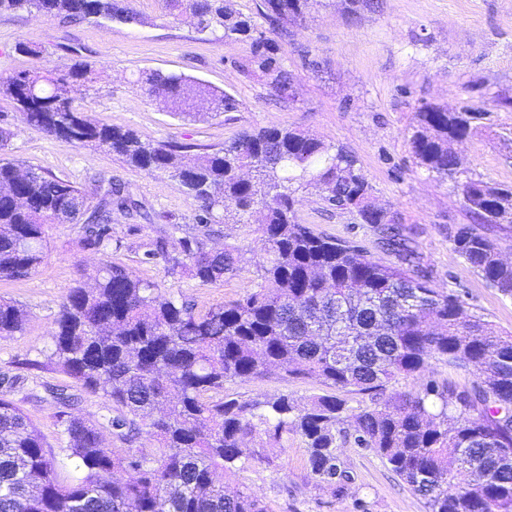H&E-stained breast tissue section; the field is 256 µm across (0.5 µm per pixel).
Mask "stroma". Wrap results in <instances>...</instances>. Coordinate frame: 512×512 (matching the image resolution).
Returning a JSON list of instances; mask_svg holds the SVG:
<instances>
[{
  "instance_id": "stroma-1",
  "label": "stroma",
  "mask_w": 512,
  "mask_h": 512,
  "mask_svg": "<svg viewBox=\"0 0 512 512\" xmlns=\"http://www.w3.org/2000/svg\"><path fill=\"white\" fill-rule=\"evenodd\" d=\"M275 45L274 56L293 76V95L281 99L266 74L251 65L249 43L200 40L188 26L165 14L164 0H131L139 22L60 21L27 12L0 14V73L62 72L78 61L91 63L90 90L74 93V105L91 119L135 130L143 139L177 141L195 153L220 148L239 132L259 127L306 131L354 155L381 206L390 209L413 242L421 269L433 288L455 294L502 332L512 334V298L503 297L468 268L453 239L458 228L495 238L512 258V228L473 223L452 182L421 167L410 137L417 110L428 102L453 108L471 102L486 111L476 133L457 144L469 175L512 184V0H381L376 11L348 14L345 0H325L300 20H289L287 37L271 31L262 0H233ZM41 46L30 56L19 42ZM183 74L231 94L237 109L216 118L187 121L150 99L137 84L139 73ZM0 120L12 136L7 154L17 163L75 185L106 174L123 181L153 214L152 223L121 214L112 217L120 245L103 252L83 250L75 224L49 225L42 264L21 279L0 280V297L28 314L22 334L0 340V393L16 401L51 448L61 479L77 476L61 446L58 407L47 390L70 379L48 364L45 353L60 302L83 275L105 261L128 266L157 283L163 294L185 296L211 307L256 290L255 264L263 245L251 224H222L220 238L240 246L246 259L235 277L217 284L168 277L162 261L143 254L170 225L194 232L197 204L167 174L128 167L116 155L76 148L22 120L12 101L0 96ZM298 220L314 232L347 240L387 265L396 256L370 225L354 213L328 209L315 191L298 203ZM315 378L293 379L279 370L248 381L226 383L224 395L240 400L285 394L297 403L327 393ZM352 483L346 497L317 485L308 470L301 438H289L273 466L257 465L230 478L273 512H425L423 499L373 452L347 442L339 451Z\"/></svg>"
}]
</instances>
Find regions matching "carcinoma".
Wrapping results in <instances>:
<instances>
[{
  "mask_svg": "<svg viewBox=\"0 0 512 512\" xmlns=\"http://www.w3.org/2000/svg\"><path fill=\"white\" fill-rule=\"evenodd\" d=\"M322 0H263L276 29ZM167 16L208 40L245 41L251 63L288 97L291 77L271 43L228 0H165ZM27 11L65 20L134 23L126 0H0V13ZM93 67L67 72L0 74V94L22 119L75 147L115 154L148 174L164 173L197 203L198 224H246L266 257L259 288L200 309L166 298L157 285L118 263L102 264L64 296L47 360L80 390L112 400V434L126 444L103 446L102 423L75 415L80 397L50 390L61 407L62 450L83 473L65 482L53 450L12 399L0 395V512H269L242 489H224L218 474L272 464L289 436L303 439L311 478L344 494L351 483L337 449L347 438L386 462L427 506V512H512V335L499 333L454 294L433 288L393 216L377 206L357 159L344 148L288 127L244 131L203 154L187 145L144 140L134 130L98 124L58 92L83 90ZM138 83L184 120L220 117L235 98L182 75L144 71ZM486 113L425 103L411 137L418 164L459 188L480 224L512 225V186L463 176L452 145L467 139ZM11 132L0 128V280L31 274L43 261L51 224H78L80 244L112 245V214L150 219L126 187L100 177L88 188L23 168L5 157ZM315 189L323 201L354 212L377 229L400 264L386 265L347 241L298 222V195ZM171 225L144 258L162 260L173 278L222 282L242 270L241 249L208 244L210 236H177ZM470 269L512 298V262L496 241L469 228L454 237ZM26 312L0 299V339L23 332ZM468 371L469 385L430 379L416 393L385 394L398 377L434 372L433 363ZM312 377L329 388L371 396L354 416L334 395L304 405L286 394L214 398L228 381L259 378L271 369ZM353 419V433L344 424ZM145 435L156 451L132 447Z\"/></svg>",
  "mask_w": 512,
  "mask_h": 512,
  "instance_id": "1",
  "label": "carcinoma"
}]
</instances>
